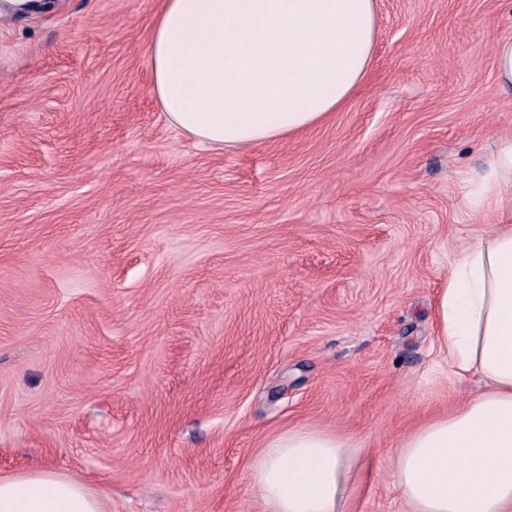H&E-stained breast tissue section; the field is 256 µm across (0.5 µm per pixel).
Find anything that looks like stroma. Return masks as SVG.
Segmentation results:
<instances>
[{"label": "stroma", "mask_w": 512, "mask_h": 512, "mask_svg": "<svg viewBox=\"0 0 512 512\" xmlns=\"http://www.w3.org/2000/svg\"><path fill=\"white\" fill-rule=\"evenodd\" d=\"M368 76L327 121L208 151L146 53L154 0L0 13V476L109 512H262L250 464L309 427L365 461L350 512H403L396 451L478 389L434 307L512 93V0H375ZM495 72L503 90L512 91V36H503L493 45Z\"/></svg>", "instance_id": "1"}]
</instances>
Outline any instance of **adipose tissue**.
<instances>
[{"instance_id": "1", "label": "adipose tissue", "mask_w": 512, "mask_h": 512, "mask_svg": "<svg viewBox=\"0 0 512 512\" xmlns=\"http://www.w3.org/2000/svg\"><path fill=\"white\" fill-rule=\"evenodd\" d=\"M374 0H160L148 58L169 123L210 149L255 146L321 124L363 83ZM482 184L491 233L458 255L436 306L437 339L482 392L406 435L394 479L409 512H512V132ZM350 439L314 428L267 439L253 462L264 512H348ZM0 512H105L79 481L0 477Z\"/></svg>"}]
</instances>
